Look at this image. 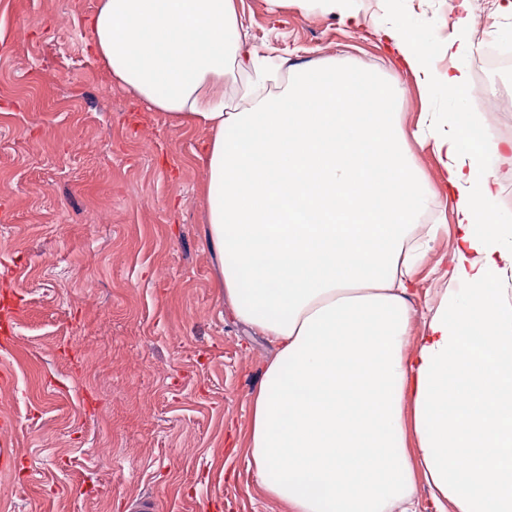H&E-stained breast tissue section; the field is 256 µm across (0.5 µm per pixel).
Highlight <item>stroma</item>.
Returning <instances> with one entry per match:
<instances>
[{
  "instance_id": "35a3bbf8",
  "label": "stroma",
  "mask_w": 512,
  "mask_h": 512,
  "mask_svg": "<svg viewBox=\"0 0 512 512\" xmlns=\"http://www.w3.org/2000/svg\"><path fill=\"white\" fill-rule=\"evenodd\" d=\"M360 28L237 0L244 51L279 72L333 63L398 83L412 74L375 31L398 22L439 49L448 0H357ZM98 0H0V296L19 304L0 366V512H287L249 465L250 399L275 349L224 301L201 188L208 131L174 126L105 71L89 20ZM416 275L415 344L448 282L450 209Z\"/></svg>"
}]
</instances>
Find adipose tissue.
Returning a JSON list of instances; mask_svg holds the SVG:
<instances>
[{
  "label": "adipose tissue",
  "mask_w": 512,
  "mask_h": 512,
  "mask_svg": "<svg viewBox=\"0 0 512 512\" xmlns=\"http://www.w3.org/2000/svg\"><path fill=\"white\" fill-rule=\"evenodd\" d=\"M91 25L113 78L210 133L203 193L224 299L276 347L251 399L262 490L289 512H417L421 474L455 512H512V220L487 167L512 142L433 106L436 89L471 93L470 15L452 23L443 75L405 25L379 29L417 79L410 132L394 83L333 66L291 68L280 98L229 107L225 84L271 78L242 52L236 0H100ZM446 203L448 287L410 349V286L438 230L419 217ZM414 150L426 178L436 187L441 184V168L430 148L414 144Z\"/></svg>",
  "instance_id": "1"
}]
</instances>
